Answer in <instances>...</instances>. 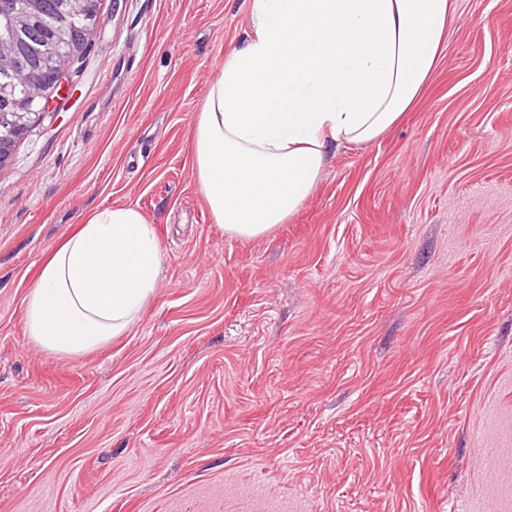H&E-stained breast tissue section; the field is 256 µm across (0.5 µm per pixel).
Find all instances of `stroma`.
I'll list each match as a JSON object with an SVG mask.
<instances>
[{"label":"stroma","mask_w":512,"mask_h":512,"mask_svg":"<svg viewBox=\"0 0 512 512\" xmlns=\"http://www.w3.org/2000/svg\"><path fill=\"white\" fill-rule=\"evenodd\" d=\"M251 0H99L0 164V512H512V0H454L436 68L241 239L193 129ZM163 248L131 330L42 350L24 299L97 209Z\"/></svg>","instance_id":"35a3bbf8"}]
</instances>
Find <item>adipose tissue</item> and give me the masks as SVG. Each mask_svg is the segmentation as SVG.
<instances>
[{"label": "adipose tissue", "mask_w": 512, "mask_h": 512, "mask_svg": "<svg viewBox=\"0 0 512 512\" xmlns=\"http://www.w3.org/2000/svg\"><path fill=\"white\" fill-rule=\"evenodd\" d=\"M452 0H251L194 128V171L216 224L252 239L285 223L332 149L390 128L429 81ZM162 250L138 208H102L41 266L25 326L77 357L124 335L155 294Z\"/></svg>", "instance_id": "1"}]
</instances>
